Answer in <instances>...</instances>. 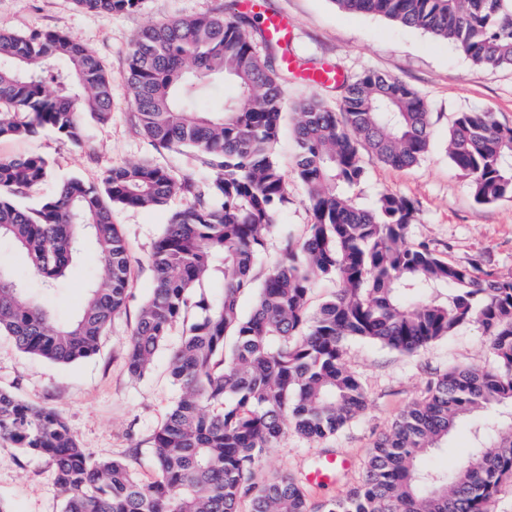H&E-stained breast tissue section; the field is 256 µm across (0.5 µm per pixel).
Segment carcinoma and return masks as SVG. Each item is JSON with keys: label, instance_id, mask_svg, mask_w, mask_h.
<instances>
[{"label": "carcinoma", "instance_id": "cac0c4a2", "mask_svg": "<svg viewBox=\"0 0 512 512\" xmlns=\"http://www.w3.org/2000/svg\"><path fill=\"white\" fill-rule=\"evenodd\" d=\"M105 13L141 0H75ZM349 14L381 16L451 41L479 69H512V0H332ZM233 15L154 23L132 39L127 82L142 134L154 145L190 149L215 169L198 184L152 163L112 167L101 185L73 177L35 209L13 196L49 175L39 155L0 158V240L26 256L47 290L94 246L101 271L78 314L58 321L0 264V333L24 353L70 364L93 356L126 309L129 249L112 220L116 207L164 205L180 193L152 246L153 283L128 337L125 363L144 376L177 326L171 378L179 393L150 440L154 475L121 459H95L60 412L0 390V438L47 459L62 512H313L305 489L280 475L256 485L265 449L293 429L320 440L367 406L344 362L358 338L413 354L466 325L487 337L494 366L448 369L378 439L358 487L321 512H491L512 478V277L483 275L408 241L415 207L385 192L359 204L363 155L394 169L415 166L430 146L428 102L378 71L344 79L333 109L318 98L295 107L294 175L312 220L303 241L282 239L281 256L256 283L288 173L276 159L286 108L288 49ZM263 44L265 55L257 51ZM229 81L235 94L216 96ZM112 110L108 76L95 52L63 30H0V138L49 128L74 144L85 117ZM452 165L476 202L512 199V127L489 111L457 114L448 135ZM333 286L317 310L316 280ZM253 292L250 314L240 297ZM492 411L474 431L470 454L439 471L422 455L448 440L457 422Z\"/></svg>", "mask_w": 512, "mask_h": 512}]
</instances>
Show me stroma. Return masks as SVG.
Returning a JSON list of instances; mask_svg holds the SVG:
<instances>
[{"instance_id": "1", "label": "stroma", "mask_w": 512, "mask_h": 512, "mask_svg": "<svg viewBox=\"0 0 512 512\" xmlns=\"http://www.w3.org/2000/svg\"><path fill=\"white\" fill-rule=\"evenodd\" d=\"M266 8L287 17L292 29L289 52L334 64L350 78L368 70L382 72L408 83L429 103L428 153L407 170L364 156L365 177L355 190L357 200L366 203L385 191L406 196L416 208L411 241L426 242L452 263L512 276V199L477 203L468 177L453 167L447 152L448 130L457 113L490 111L501 124L512 127V70L476 69L450 42L377 16L344 13L333 0H266ZM232 9L233 0H142L137 10L109 14L79 8L74 0H0V29L17 34L67 31L97 54L112 88L110 116L86 122L81 145L49 130L27 139H0V157L40 155L50 163L49 176L18 193L17 203L34 209L70 178L96 185L110 168L143 162L169 167L181 177L209 181L215 171L202 158L157 148L139 131L126 87V50L132 37L153 23ZM312 96L332 105L339 101L336 90L316 88L300 78L289 80L290 109L283 116L285 133L277 146V159L285 171H292L296 154L291 109ZM187 204L177 194L159 208L113 211V222L125 237L131 257L129 297L124 314L108 327L94 356L57 364L23 353L10 336L0 335V389L30 404L57 409L92 457L126 459L143 478L153 473L150 438L177 396L170 369L181 332L173 330L149 373L140 378L126 369V339L152 286V244L172 212ZM310 222L305 188L291 182L289 202L279 212L256 276H263L279 257L284 234L302 239ZM97 274L94 251L86 249L57 289L42 292L40 298L57 318H70L77 314L84 290ZM344 361L365 388V413L335 436L318 441L288 432L275 447L266 449L255 470V483L288 473L304 482L313 504L345 496L360 484L373 442L389 430L403 409L426 396L431 382L453 365H493L486 336L473 326L462 327L411 355L351 340L345 345ZM475 427L472 420L459 424L447 443L426 457V465L446 469L460 463L474 442ZM336 455L347 457L350 466L339 472L335 483L308 484L307 473ZM0 501L11 512L62 510L48 461L1 439Z\"/></svg>"}]
</instances>
